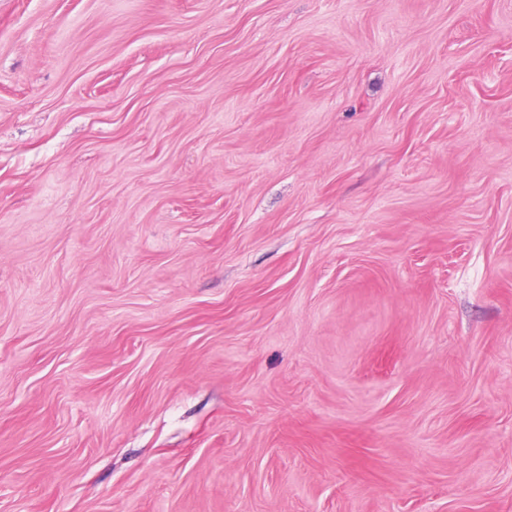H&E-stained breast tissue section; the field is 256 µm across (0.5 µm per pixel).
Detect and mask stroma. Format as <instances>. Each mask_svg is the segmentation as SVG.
<instances>
[{
	"label": "stroma",
	"instance_id": "stroma-1",
	"mask_svg": "<svg viewBox=\"0 0 512 512\" xmlns=\"http://www.w3.org/2000/svg\"><path fill=\"white\" fill-rule=\"evenodd\" d=\"M0 512H512V0H0Z\"/></svg>",
	"mask_w": 512,
	"mask_h": 512
}]
</instances>
